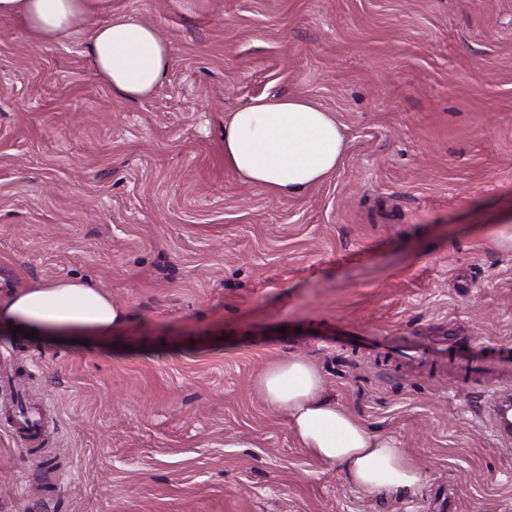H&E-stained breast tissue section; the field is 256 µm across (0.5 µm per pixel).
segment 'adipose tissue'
Segmentation results:
<instances>
[{"instance_id": "1", "label": "adipose tissue", "mask_w": 512, "mask_h": 512, "mask_svg": "<svg viewBox=\"0 0 512 512\" xmlns=\"http://www.w3.org/2000/svg\"><path fill=\"white\" fill-rule=\"evenodd\" d=\"M108 0H0V16L19 18L31 39L50 44L71 38L86 18ZM87 56L93 77L124 98L151 96L171 65L169 44L147 22L114 17L94 28ZM346 151L343 132L331 112L310 100L274 96L254 99L224 124V164L243 181L288 197L320 184ZM126 310L101 289L74 280L38 283L0 302V326L36 331L39 341L108 349ZM323 377L302 358L270 366L259 389L284 413L298 443L323 463L339 468L358 488L403 494L418 489L422 475L412 458L388 435L368 430L323 395Z\"/></svg>"}]
</instances>
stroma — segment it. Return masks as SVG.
<instances>
[{
  "mask_svg": "<svg viewBox=\"0 0 512 512\" xmlns=\"http://www.w3.org/2000/svg\"><path fill=\"white\" fill-rule=\"evenodd\" d=\"M113 16L171 48L148 98L90 75L85 34L0 19V299L79 279L129 316L108 352L0 350V512H512V440L480 422L512 379L335 341L512 343V0H111L88 24ZM280 95L347 142L288 198L224 164L225 121ZM289 357L397 439L415 494L299 447L258 385ZM15 389L47 409L51 490L5 421Z\"/></svg>",
  "mask_w": 512,
  "mask_h": 512,
  "instance_id": "obj_1",
  "label": "stroma"
}]
</instances>
